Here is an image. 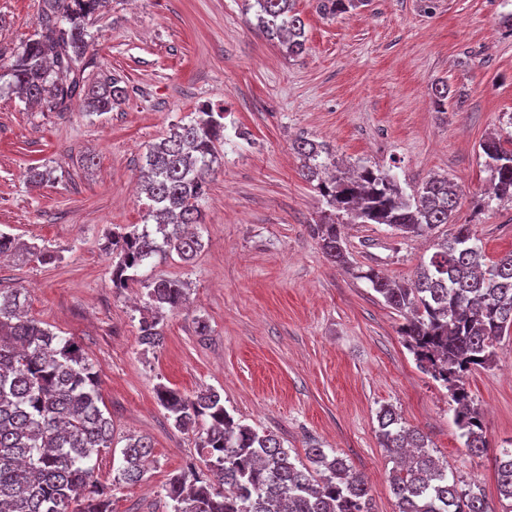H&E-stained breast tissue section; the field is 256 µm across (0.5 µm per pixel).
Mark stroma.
<instances>
[{"label": "stroma", "mask_w": 512, "mask_h": 512, "mask_svg": "<svg viewBox=\"0 0 512 512\" xmlns=\"http://www.w3.org/2000/svg\"><path fill=\"white\" fill-rule=\"evenodd\" d=\"M43 0H0V53L38 26ZM307 53L290 59L254 25L244 0H109L94 16L93 58L83 77L121 78L125 96L104 114L81 100L50 112L0 89V230L58 252L40 264L0 262V288L27 292V314L76 338L97 369L113 445L94 478L112 490V512H172L171 475L204 472L194 433L171 427L155 390L220 392L225 408L278 435L291 455L336 451L367 479L376 512H396L394 464L381 446L377 413L388 406L423 434L460 485L491 502L495 456L512 448V336L468 389L481 413L486 452L472 454L454 423L447 390L423 373L400 334L404 321L355 268L410 280L433 252L430 237L404 239L384 224L344 229L352 270L331 263L309 232L322 203L301 175L299 138L337 159L392 169L405 187L434 175L460 191L454 223L471 225L488 258L512 250V203L488 197L480 144L507 134L512 117V0H371L323 18L298 0ZM447 82L461 109L435 110ZM224 112L222 160L209 184L203 247L189 262L156 257L146 278H177L186 308L167 314L164 345L140 344L144 288L119 291L110 233L143 221L136 181L149 145L196 109ZM51 170L39 188L29 165ZM209 327L198 335V321ZM131 436L152 441L142 481H118Z\"/></svg>", "instance_id": "obj_1"}]
</instances>
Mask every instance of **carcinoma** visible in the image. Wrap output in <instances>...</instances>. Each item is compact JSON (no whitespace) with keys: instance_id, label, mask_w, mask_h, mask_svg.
I'll list each match as a JSON object with an SVG mask.
<instances>
[{"instance_id":"cac0c4a2","label":"carcinoma","mask_w":512,"mask_h":512,"mask_svg":"<svg viewBox=\"0 0 512 512\" xmlns=\"http://www.w3.org/2000/svg\"><path fill=\"white\" fill-rule=\"evenodd\" d=\"M296 2L253 0L249 8L262 34L300 58L307 47ZM316 2L323 17L334 18L368 0ZM45 3L49 9L35 33L9 62L0 61V79L9 77L26 102L49 111L66 109L76 97L93 112L112 109L124 93L119 81L87 84L80 76L93 45L86 21L106 0ZM224 129V111L204 106L149 147L141 170L143 223L108 235L103 244L112 256V287H132L139 282L136 270L156 256L175 252L189 262L197 255L202 241L194 228L203 224ZM480 147L493 198L512 201V132L505 139L491 135ZM294 149L303 159L302 176L324 205L311 232L336 265L349 267L346 224H386L403 238L436 233L435 251L411 281L397 284L373 268L357 269L356 277L406 316L401 335L419 367L448 390L466 448L486 451L467 378L473 369L489 366L497 344L512 334V251L489 260L471 225L440 231L459 203L457 186L446 176H433L409 194L389 169L358 164L343 171L327 145L308 138L296 140ZM17 251L39 263L58 259L44 246L0 231V255ZM143 288L153 312L139 323V342L160 348L165 311L184 306L185 283L154 279ZM26 300L21 288H0V512H112V494L93 480V456L112 448V419L99 406L98 373L74 337L28 316ZM156 399L175 429L199 435L209 472L205 478L193 470L171 475L164 491L173 512H375L366 481L345 458L311 448L321 469L310 470L277 435L235 421L216 390L189 396L160 385ZM378 432L396 461L391 488L398 512H512V449L496 456L503 501L498 509L448 476V466L433 457L424 436L393 409L379 411ZM151 448L147 437L129 439L118 479L141 481Z\"/></svg>"}]
</instances>
